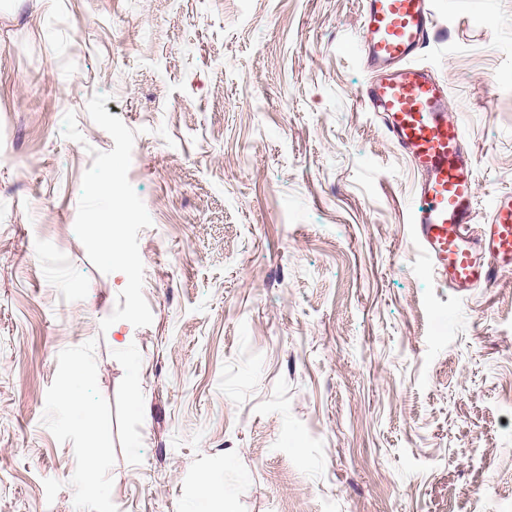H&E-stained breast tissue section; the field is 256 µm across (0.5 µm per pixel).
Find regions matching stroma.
<instances>
[{
	"label": "stroma",
	"instance_id": "35a3bbf8",
	"mask_svg": "<svg viewBox=\"0 0 512 512\" xmlns=\"http://www.w3.org/2000/svg\"><path fill=\"white\" fill-rule=\"evenodd\" d=\"M434 20L485 208L512 0ZM361 41V0H0V512H194L210 477L211 512H512V272L462 299L426 268ZM96 93L137 133L146 327L101 330L127 278L74 232ZM62 395L70 399L73 406L75 408L78 407L77 411L84 416V421L87 424V430L89 432L90 445L82 450V464L85 470H92L97 463V447L108 435V424L104 420L94 416L90 411L79 407L80 403L73 397L72 389L69 385H64Z\"/></svg>",
	"mask_w": 512,
	"mask_h": 512
}]
</instances>
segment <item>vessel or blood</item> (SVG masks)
<instances>
[{
	"label": "vessel or blood",
	"instance_id": "1",
	"mask_svg": "<svg viewBox=\"0 0 512 512\" xmlns=\"http://www.w3.org/2000/svg\"><path fill=\"white\" fill-rule=\"evenodd\" d=\"M359 60L372 74L360 101L418 176L409 211L413 239L439 284L459 297L512 270V194L492 197L477 224L473 151L448 116V86L418 60L435 35L432 0H362Z\"/></svg>",
	"mask_w": 512,
	"mask_h": 512
}]
</instances>
